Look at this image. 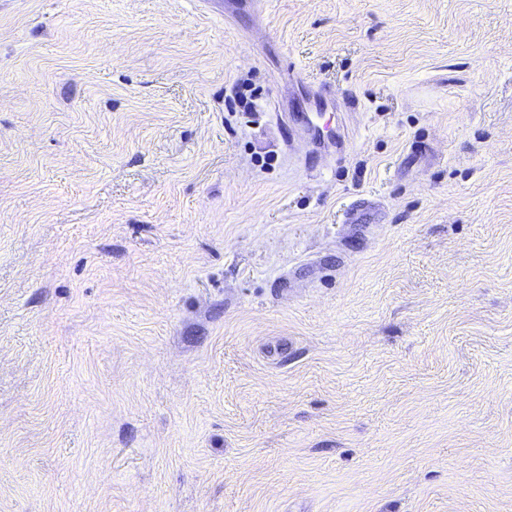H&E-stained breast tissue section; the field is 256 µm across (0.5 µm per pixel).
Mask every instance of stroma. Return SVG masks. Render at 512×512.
Here are the masks:
<instances>
[{"mask_svg": "<svg viewBox=\"0 0 512 512\" xmlns=\"http://www.w3.org/2000/svg\"><path fill=\"white\" fill-rule=\"evenodd\" d=\"M0 512H512V0H0Z\"/></svg>", "mask_w": 512, "mask_h": 512, "instance_id": "1", "label": "stroma"}]
</instances>
